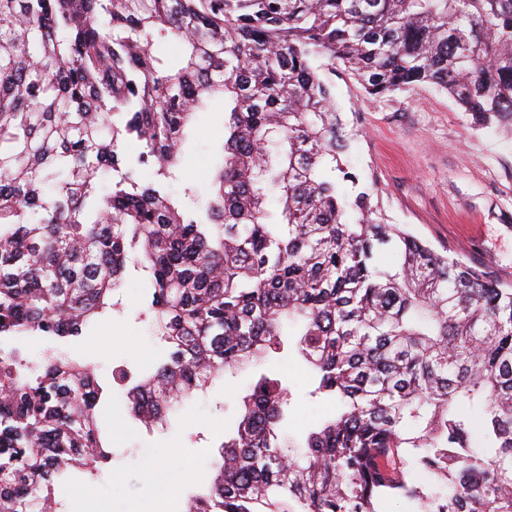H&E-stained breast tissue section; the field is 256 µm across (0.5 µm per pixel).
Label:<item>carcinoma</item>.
<instances>
[{"instance_id":"1","label":"carcinoma","mask_w":512,"mask_h":512,"mask_svg":"<svg viewBox=\"0 0 512 512\" xmlns=\"http://www.w3.org/2000/svg\"><path fill=\"white\" fill-rule=\"evenodd\" d=\"M322 54L370 96L431 85L512 130V0H0V512H61L54 483L109 460L94 365L21 346L112 316L130 266L166 355L112 379L146 429L279 352L289 322L311 396L341 404L296 445L288 387L260 375L187 512H379L393 495L512 512V286L337 193L334 173L357 176ZM205 93L225 137L200 216L167 184Z\"/></svg>"}]
</instances>
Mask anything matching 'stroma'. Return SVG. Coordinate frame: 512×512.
Listing matches in <instances>:
<instances>
[{
	"label": "stroma",
	"instance_id": "stroma-1",
	"mask_svg": "<svg viewBox=\"0 0 512 512\" xmlns=\"http://www.w3.org/2000/svg\"><path fill=\"white\" fill-rule=\"evenodd\" d=\"M316 64L352 133L348 161L357 180L339 182L340 193L369 192L386 223L405 225L436 250L449 248L467 258L479 248L484 267L512 285V135L480 123L437 88L376 99L328 57H318ZM186 135L178 178L171 183L179 200H185V185L208 190L224 143L223 100L210 102ZM185 202L187 208L196 206ZM117 296L122 311L65 345L73 357L97 366L102 437L111 452L97 478L75 473L57 486L56 497L67 512H185L188 496L204 491L219 446L237 425L239 398L259 374L279 373L288 383L289 439H301L334 411V402L311 397L313 372L292 354L215 379L175 405L165 427L146 430L128 415L123 393L112 383L113 367L141 366L161 351L149 322L136 316L144 297L141 274L129 271ZM173 448L180 451L181 478L160 496L143 471L149 460L165 458Z\"/></svg>",
	"mask_w": 512,
	"mask_h": 512
}]
</instances>
